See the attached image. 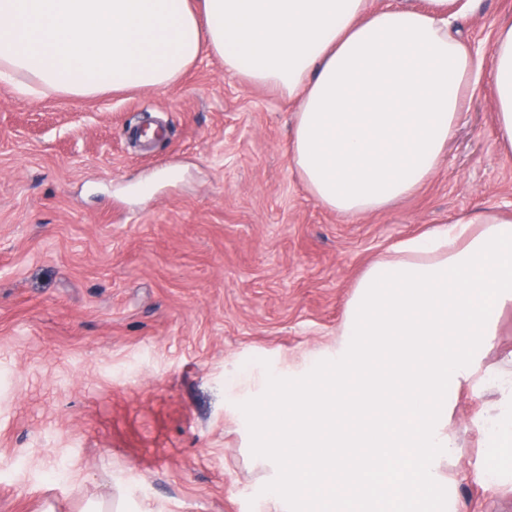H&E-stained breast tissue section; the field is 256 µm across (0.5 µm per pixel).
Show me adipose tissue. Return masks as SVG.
Listing matches in <instances>:
<instances>
[{
	"label": "adipose tissue",
	"instance_id": "obj_1",
	"mask_svg": "<svg viewBox=\"0 0 512 512\" xmlns=\"http://www.w3.org/2000/svg\"><path fill=\"white\" fill-rule=\"evenodd\" d=\"M448 0H0V82L85 97L162 90L203 52L227 73L297 103L291 160L310 195L357 217L436 173L481 81L512 149V22L488 62ZM512 305V215L480 210L373 260L348 301L335 356L275 379L252 406L256 461L275 512H412L429 501L455 441L448 411L473 382L483 417L481 482L512 480V373L482 360Z\"/></svg>",
	"mask_w": 512,
	"mask_h": 512
}]
</instances>
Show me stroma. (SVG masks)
<instances>
[{"instance_id":"obj_1","label":"stroma","mask_w":512,"mask_h":512,"mask_svg":"<svg viewBox=\"0 0 512 512\" xmlns=\"http://www.w3.org/2000/svg\"><path fill=\"white\" fill-rule=\"evenodd\" d=\"M512 0H470L474 48ZM294 101L206 53L163 90L31 97L0 83V512H268L244 410L263 382L331 352L376 257L477 210L512 212V151L481 86L435 175L389 210L336 214L288 146ZM140 118L169 136L133 144ZM483 367L512 371V307ZM463 389L432 512H512L480 483L482 415Z\"/></svg>"}]
</instances>
